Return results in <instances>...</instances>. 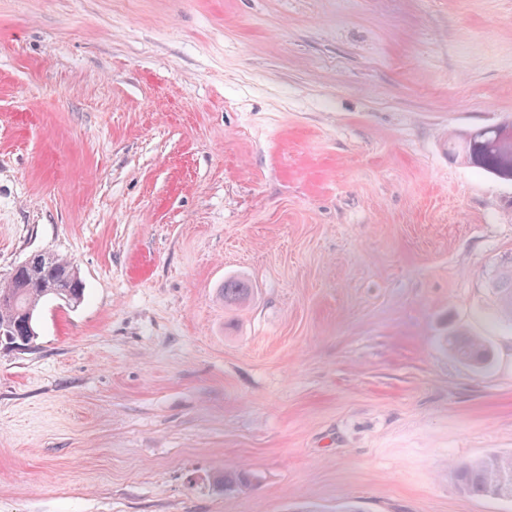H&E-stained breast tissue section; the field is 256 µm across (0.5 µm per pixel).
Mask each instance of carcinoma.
<instances>
[{"label": "carcinoma", "mask_w": 512, "mask_h": 512, "mask_svg": "<svg viewBox=\"0 0 512 512\" xmlns=\"http://www.w3.org/2000/svg\"><path fill=\"white\" fill-rule=\"evenodd\" d=\"M449 154L466 165L500 180L512 182V122L478 127L448 135ZM253 288L238 277L224 280V305L235 307L250 300ZM494 309L512 323V252L497 265L489 283ZM84 297L83 282L73 263L49 253L43 267L32 276L17 266L0 283V347L10 341L33 344L38 338V315L47 301L73 307ZM445 349L460 363L481 372L492 361V346L483 336L455 332L444 339ZM454 478L466 494L503 500L505 489L512 490V453H491L458 465ZM242 469L226 470L216 484L233 492L248 484ZM512 501V496L507 498Z\"/></svg>", "instance_id": "1"}]
</instances>
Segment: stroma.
<instances>
[{
	"label": "stroma",
	"mask_w": 512,
	"mask_h": 512,
	"mask_svg": "<svg viewBox=\"0 0 512 512\" xmlns=\"http://www.w3.org/2000/svg\"><path fill=\"white\" fill-rule=\"evenodd\" d=\"M505 120L512 0H0V282L85 288L0 351V512H512L448 472L512 452V183L444 145ZM489 293L494 309L512 326V252L497 265L489 283ZM253 288L248 280L238 277L224 280V306L235 307L250 300ZM444 347L460 363L477 372L486 370L492 361V346L484 336L455 332L444 339Z\"/></svg>",
	"instance_id": "35a3bbf8"
}]
</instances>
